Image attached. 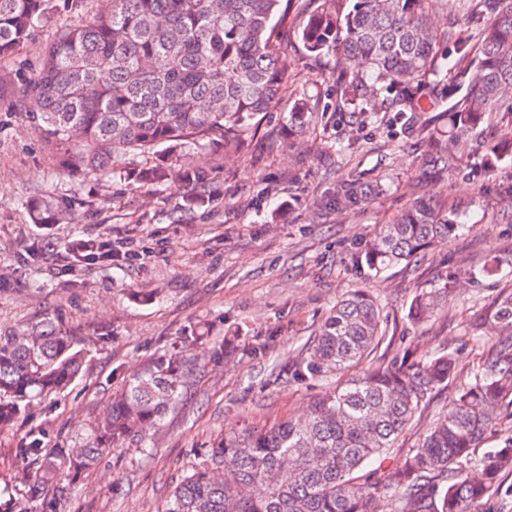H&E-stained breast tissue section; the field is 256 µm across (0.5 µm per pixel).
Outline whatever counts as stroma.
<instances>
[{"mask_svg":"<svg viewBox=\"0 0 512 512\" xmlns=\"http://www.w3.org/2000/svg\"><path fill=\"white\" fill-rule=\"evenodd\" d=\"M297 13L281 30L288 40V91L267 113L237 158L211 153L210 191L171 184L155 190L91 170L70 172L56 163L61 149L47 145L33 120L37 103L18 86L0 88V332L53 318L85 353L76 383L47 397L0 430V490L19 512H40L28 497L27 465L17 447L31 438L73 445L89 421L111 403L122 373L184 344L200 323L209 335L187 345L197 362L187 393L145 439L81 474L61 512H162L172 487L195 455L224 435L305 415L311 401L350 379V372L295 381L293 362L342 295L369 288L380 298L386 337L369 358L387 363L404 350L447 351L456 378L437 391L426 412L450 408L458 384L470 381L500 333L482 320L502 289L512 287V161L484 166L487 140L512 134V112H497L457 151L447 176L423 163L431 115L406 112L376 121L360 102L336 90V59L314 62L297 37ZM48 17L11 57L1 74L31 75L55 36ZM315 118L300 135H287L295 99ZM347 181L383 186L373 200L348 205L336 187ZM79 198L71 223L33 224L25 206L35 193ZM459 211L460 230L431 249L417 266L381 274L358 255L374 225L388 222L418 196ZM96 238L120 247L116 261L79 262L68 246ZM57 248L37 250L45 241ZM499 271L483 274L488 261ZM453 281L446 313L418 326L408 318L416 291ZM480 323L471 335L472 323ZM235 334L232 355L217 352ZM263 345L265 355L250 356ZM426 429L414 421L396 448L361 472L374 481L403 462Z\"/></svg>","mask_w":512,"mask_h":512,"instance_id":"stroma-1","label":"stroma"}]
</instances>
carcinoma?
Masks as SVG:
<instances>
[{
  "label": "carcinoma",
  "mask_w": 512,
  "mask_h": 512,
  "mask_svg": "<svg viewBox=\"0 0 512 512\" xmlns=\"http://www.w3.org/2000/svg\"><path fill=\"white\" fill-rule=\"evenodd\" d=\"M53 0H0V59L14 55L49 15ZM78 25L56 18L55 39L39 70L25 79L41 100L33 119L47 141L65 147L59 166L119 176L143 187L173 180L207 186L205 165L186 158L220 145L240 153L259 116L284 97L288 42L277 28L295 7L306 56L336 57L342 95L374 115L435 112L425 164L440 176L455 150L494 112H512V0H98ZM475 23L468 39H452L465 63L445 72L437 64L432 14ZM453 103H448V100ZM312 118L299 100L288 132ZM156 156L128 166L129 157ZM512 158V136L487 143L485 164L496 170ZM348 203L367 201L379 188L346 184ZM36 224H57L66 207L46 191L28 201ZM457 212L418 196L399 215L373 228L360 259L377 273L416 265L457 232ZM79 261L117 260L106 244L81 239L69 247ZM451 285L415 293L414 323L448 307ZM484 319L504 332L488 349L473 379L460 385L453 407L436 414L403 464L376 482L356 471L396 447L436 391L455 377L452 354L416 356L371 365L314 401L307 420L287 419L214 442L173 488L162 512H471L512 471V435L466 469L473 450L512 404V289ZM382 306L368 288L337 301L311 351L293 364L303 380L357 367L385 338ZM84 352L52 320L0 334V429L30 404L65 392L79 377ZM191 359L185 347L153 358L122 379L110 409L89 423L69 448H46L39 438L17 448L35 467L29 494L42 512H58L62 495L42 497L62 474L75 479L128 440L157 428L183 394Z\"/></svg>",
  "instance_id": "carcinoma-1"
}]
</instances>
